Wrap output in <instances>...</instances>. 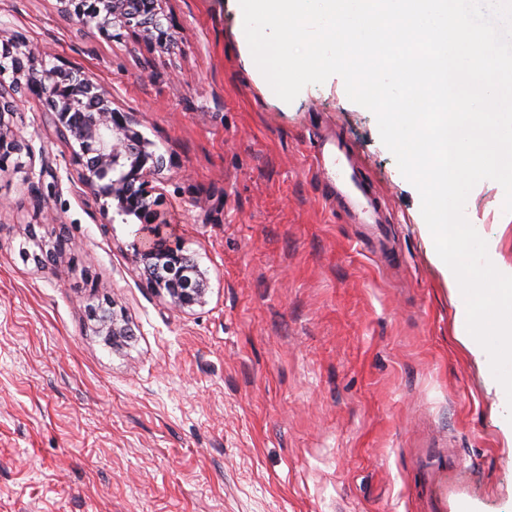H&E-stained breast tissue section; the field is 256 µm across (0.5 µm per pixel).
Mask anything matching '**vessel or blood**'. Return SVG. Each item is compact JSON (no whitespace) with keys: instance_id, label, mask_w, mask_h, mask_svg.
Returning a JSON list of instances; mask_svg holds the SVG:
<instances>
[{"instance_id":"obj_1","label":"vessel or blood","mask_w":512,"mask_h":512,"mask_svg":"<svg viewBox=\"0 0 512 512\" xmlns=\"http://www.w3.org/2000/svg\"><path fill=\"white\" fill-rule=\"evenodd\" d=\"M310 148L320 169H334L330 182V201L342 210L349 223L355 224L360 236L369 242L382 237L383 200L361 179L349 157V150L342 137H314Z\"/></svg>"}]
</instances>
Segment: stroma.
<instances>
[{
    "label": "stroma",
    "mask_w": 512,
    "mask_h": 512,
    "mask_svg": "<svg viewBox=\"0 0 512 512\" xmlns=\"http://www.w3.org/2000/svg\"><path fill=\"white\" fill-rule=\"evenodd\" d=\"M163 8L167 49L77 34L56 0H0V44L91 74L164 159L155 235L104 220L41 100L10 120L28 149L0 171V512H512L508 407L374 114L336 75L268 98L228 0ZM337 130L385 201L394 258L326 200L309 141ZM465 215L512 266L497 186L478 183ZM152 242L193 259L203 302L146 288L134 253ZM96 301L125 315L126 344L99 333Z\"/></svg>",
    "instance_id": "obj_1"
}]
</instances>
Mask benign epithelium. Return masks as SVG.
<instances>
[{
  "instance_id": "obj_1",
  "label": "benign epithelium",
  "mask_w": 512,
  "mask_h": 512,
  "mask_svg": "<svg viewBox=\"0 0 512 512\" xmlns=\"http://www.w3.org/2000/svg\"><path fill=\"white\" fill-rule=\"evenodd\" d=\"M164 0H57L58 14L75 27L94 28L105 39L120 36V31L136 28L149 45L165 48L173 43L171 28L164 24ZM23 44L19 37L5 44L0 52L1 77L12 75L10 86L17 94L11 100L0 98V168L26 146L15 137L5 117L17 111L19 103L33 95L41 99L45 112L57 131L78 144L74 159L81 166V180L95 199L103 201V216L114 211L132 216L140 224H161V197L154 196L153 179L164 166L162 157L148 150L132 129V113L113 107L112 96L92 78L62 66L50 68L38 63L34 52L25 53L23 65L15 49ZM135 262L143 266L146 287L163 289L152 274L154 264L163 262L177 271L166 293L171 302L184 308L202 302L206 288L201 280L183 277L190 259L181 251L156 244L135 250ZM100 331L112 345L130 335L123 316L105 311Z\"/></svg>"
}]
</instances>
